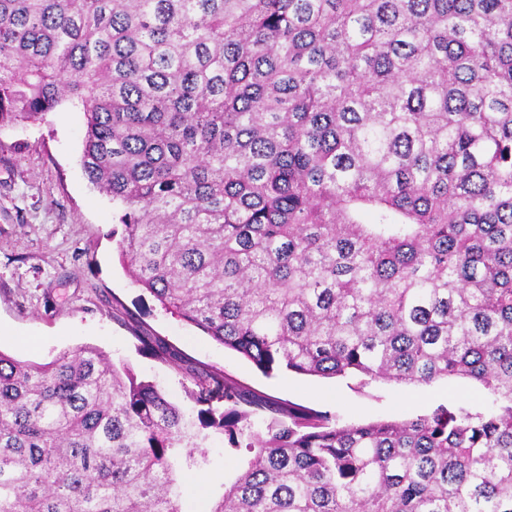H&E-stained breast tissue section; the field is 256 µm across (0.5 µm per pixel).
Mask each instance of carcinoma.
<instances>
[{
	"mask_svg": "<svg viewBox=\"0 0 512 512\" xmlns=\"http://www.w3.org/2000/svg\"><path fill=\"white\" fill-rule=\"evenodd\" d=\"M82 107L120 262L266 376L478 382L342 423L79 346L0 352V512H512V0H0V126ZM140 349L178 364L155 336ZM224 436L211 434L204 450L208 463L201 470L187 471L181 475L184 484L186 512H207V505L222 491L224 483L231 482L245 465V457L237 452L224 449ZM201 476H207L204 484Z\"/></svg>",
	"mask_w": 512,
	"mask_h": 512,
	"instance_id": "obj_1",
	"label": "carcinoma"
}]
</instances>
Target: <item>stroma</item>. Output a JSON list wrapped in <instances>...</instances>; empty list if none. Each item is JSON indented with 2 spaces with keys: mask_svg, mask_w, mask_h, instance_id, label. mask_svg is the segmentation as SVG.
<instances>
[{
  "mask_svg": "<svg viewBox=\"0 0 512 512\" xmlns=\"http://www.w3.org/2000/svg\"><path fill=\"white\" fill-rule=\"evenodd\" d=\"M84 134L85 116L69 103L0 127L1 353L48 363L63 350L96 346L192 411V382L140 353L137 335L146 331L165 338L197 368L223 372L269 400L326 411L345 422L411 419L441 404L489 408L482 387L462 379L414 386L287 371L267 377L241 354L164 311L118 260L116 210L80 164ZM206 452L203 470L182 475L185 512H207L245 465L242 454L225 449L223 435H211Z\"/></svg>",
  "mask_w": 512,
  "mask_h": 512,
  "instance_id": "1",
  "label": "stroma"
}]
</instances>
